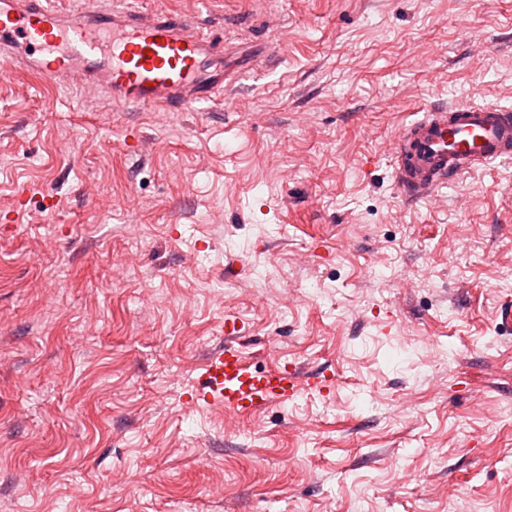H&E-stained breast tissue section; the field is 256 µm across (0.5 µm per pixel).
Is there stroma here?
<instances>
[{"label":"stroma","instance_id":"stroma-1","mask_svg":"<svg viewBox=\"0 0 512 512\" xmlns=\"http://www.w3.org/2000/svg\"><path fill=\"white\" fill-rule=\"evenodd\" d=\"M138 2L269 65L164 122L0 73V512H512V161L408 204L392 150L512 108V0ZM229 313L332 386L189 404Z\"/></svg>","mask_w":512,"mask_h":512}]
</instances>
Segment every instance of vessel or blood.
<instances>
[{
  "label": "vessel or blood",
  "mask_w": 512,
  "mask_h": 512,
  "mask_svg": "<svg viewBox=\"0 0 512 512\" xmlns=\"http://www.w3.org/2000/svg\"><path fill=\"white\" fill-rule=\"evenodd\" d=\"M261 38L235 45L219 28L201 29L192 15L145 10L136 0L116 9L68 8L63 0H0V64L45 81L72 85L112 102L151 112H183L224 98L241 72L268 58ZM235 69L224 67L225 54ZM395 182L404 200L433 199L440 187L497 160L512 159V109L457 103L429 109L394 137ZM235 319L224 320V344L201 366L195 404L250 416L292 399L309 376L300 369H257L237 347Z\"/></svg>",
  "instance_id": "1"
}]
</instances>
